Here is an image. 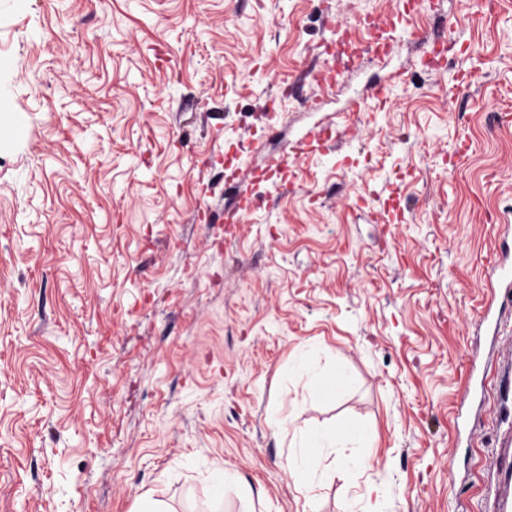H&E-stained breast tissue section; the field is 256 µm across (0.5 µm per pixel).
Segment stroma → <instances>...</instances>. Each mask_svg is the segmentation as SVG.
<instances>
[{
    "instance_id": "35a3bbf8",
    "label": "stroma",
    "mask_w": 512,
    "mask_h": 512,
    "mask_svg": "<svg viewBox=\"0 0 512 512\" xmlns=\"http://www.w3.org/2000/svg\"><path fill=\"white\" fill-rule=\"evenodd\" d=\"M505 224L512 0H0V512H489ZM394 27L395 23L373 20L372 26L370 25L365 29L366 38L363 51L367 54L380 55L385 46L388 45L389 36L387 34ZM336 439L338 444H345L351 442H359L362 448H374L373 443L367 433L359 428L348 426H341L332 434H323L319 432H309L305 436L304 448L300 455L293 458V468L300 477V488L306 492H310V483L307 482L306 477L314 471L319 460L316 455V448H334L336 447Z\"/></svg>"
}]
</instances>
